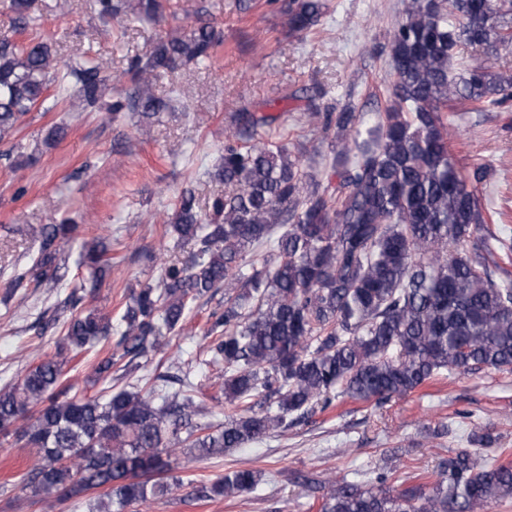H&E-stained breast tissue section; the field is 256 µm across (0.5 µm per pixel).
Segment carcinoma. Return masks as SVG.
Here are the masks:
<instances>
[{"label": "carcinoma", "mask_w": 512, "mask_h": 512, "mask_svg": "<svg viewBox=\"0 0 512 512\" xmlns=\"http://www.w3.org/2000/svg\"><path fill=\"white\" fill-rule=\"evenodd\" d=\"M402 21L389 34L394 75L391 105L374 128H362L351 108L323 112L309 97L304 117L351 135L333 147L336 191L320 189L288 144L260 141L276 116L243 108L224 136L221 163L211 174L224 195L204 217L187 189L170 224L196 247L192 263L165 264L158 282L128 297L117 321L82 307L72 294L64 342L0 387V434L15 436L32 453L23 487L46 503L97 491L96 512H144L181 484L168 479L178 448L199 457L243 448L336 406L348 398L380 407L425 382L479 370L512 372V284L487 272L491 253L482 235L481 169L454 161L440 112L468 101L498 106L512 100V74L471 66L452 68L461 47L484 52L512 43V0H402ZM101 19L129 15L157 23L162 0H91ZM22 43L0 41V136L41 108L48 112L72 84L84 108L102 103L107 78L85 62L59 67L35 31L31 0H10ZM324 0H286L290 32H305L325 14ZM460 15V26L451 17ZM223 37L199 21L183 31L155 34L130 59V88L108 104L116 116L152 119L169 109L155 82L189 63H204ZM57 93L48 94L51 85ZM73 224H36L38 257L18 275L54 288L62 280L61 244ZM90 287L112 268L101 241L83 253ZM224 290V310L206 321L209 358L220 366L224 421L195 401L191 370L168 389L157 374L139 391L111 384L88 397L67 381L64 367L91 351L116 350L98 360L104 380L127 374L183 327L190 303ZM440 463L429 486L394 494L389 475L371 482H311L322 492L320 512H487L512 499V460L490 462L481 452L496 438L475 436ZM262 472L239 468L195 493L197 500L253 492Z\"/></svg>", "instance_id": "1"}]
</instances>
